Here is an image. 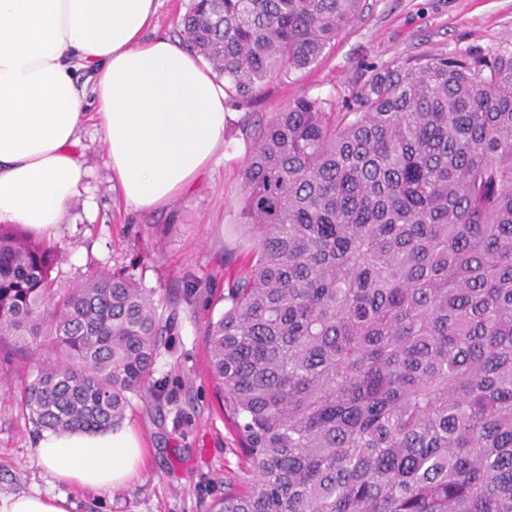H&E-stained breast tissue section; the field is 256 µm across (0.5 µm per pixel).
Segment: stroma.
Wrapping results in <instances>:
<instances>
[{
    "label": "stroma",
    "instance_id": "35a3bbf8",
    "mask_svg": "<svg viewBox=\"0 0 512 512\" xmlns=\"http://www.w3.org/2000/svg\"><path fill=\"white\" fill-rule=\"evenodd\" d=\"M512 41V0H366L320 61L228 108L224 148L198 182L167 208L127 205L106 165L103 133L87 122L76 147L87 176L51 242L61 287L125 266L160 307L175 305L178 327L156 364L166 397L134 394L124 421L141 437L146 464L130 486L108 493L59 484L38 464L39 438L22 394L21 367L0 369V494L66 490L74 512H214L244 466L235 431L206 368L202 325L224 311L229 275L249 244L240 215L243 130L307 94L343 105L373 71L433 56L495 49Z\"/></svg>",
    "mask_w": 512,
    "mask_h": 512
}]
</instances>
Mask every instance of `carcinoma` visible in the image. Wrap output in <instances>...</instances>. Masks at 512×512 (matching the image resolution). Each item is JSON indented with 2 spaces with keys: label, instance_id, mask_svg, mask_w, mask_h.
<instances>
[{
  "label": "carcinoma",
  "instance_id": "cac0c4a2",
  "mask_svg": "<svg viewBox=\"0 0 512 512\" xmlns=\"http://www.w3.org/2000/svg\"><path fill=\"white\" fill-rule=\"evenodd\" d=\"M363 0H188L177 35L250 105ZM250 256L203 326L247 473L216 512H512V43L301 96L244 132ZM0 224V364L40 431L116 429L174 329L123 268L55 287Z\"/></svg>",
  "mask_w": 512,
  "mask_h": 512
}]
</instances>
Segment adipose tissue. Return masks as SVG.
I'll use <instances>...</instances> for the list:
<instances>
[{"mask_svg": "<svg viewBox=\"0 0 512 512\" xmlns=\"http://www.w3.org/2000/svg\"><path fill=\"white\" fill-rule=\"evenodd\" d=\"M156 0H0V223H63L86 169L88 120L125 201L165 206L224 145V85L170 38L145 39ZM91 87L78 86V71ZM39 464L61 483L109 492L143 461L128 429L42 433ZM66 495L0 494V512H72Z\"/></svg>", "mask_w": 512, "mask_h": 512, "instance_id": "adipose-tissue-1", "label": "adipose tissue"}]
</instances>
